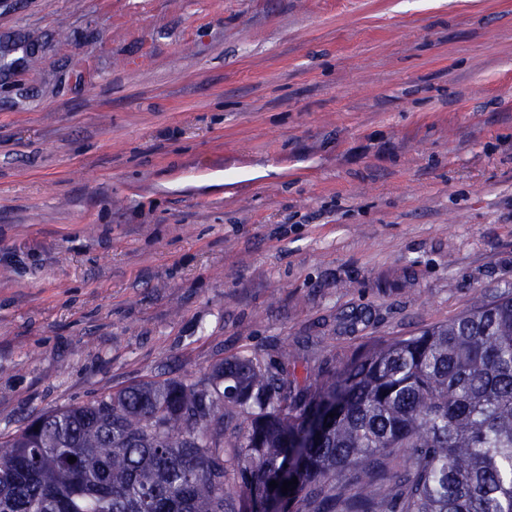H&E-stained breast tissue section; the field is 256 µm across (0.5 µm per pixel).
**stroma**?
Here are the masks:
<instances>
[{
    "label": "stroma",
    "mask_w": 512,
    "mask_h": 512,
    "mask_svg": "<svg viewBox=\"0 0 512 512\" xmlns=\"http://www.w3.org/2000/svg\"><path fill=\"white\" fill-rule=\"evenodd\" d=\"M508 292L512 0H0V436Z\"/></svg>",
    "instance_id": "stroma-1"
}]
</instances>
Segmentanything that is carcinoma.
<instances>
[{"label":"carcinoma","instance_id":"cac0c4a2","mask_svg":"<svg viewBox=\"0 0 512 512\" xmlns=\"http://www.w3.org/2000/svg\"><path fill=\"white\" fill-rule=\"evenodd\" d=\"M297 365L233 356L40 415L0 439V512H512L511 295L326 380Z\"/></svg>","mask_w":512,"mask_h":512}]
</instances>
